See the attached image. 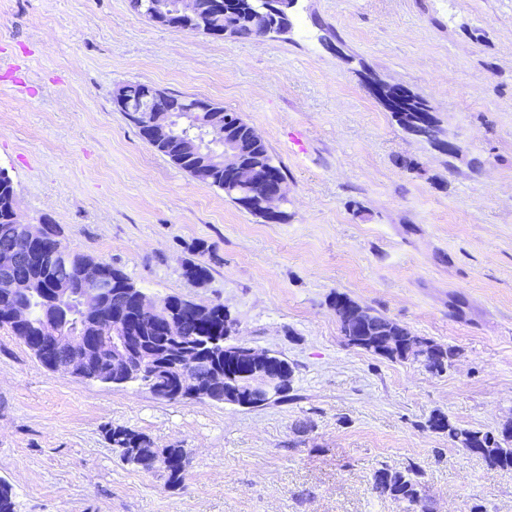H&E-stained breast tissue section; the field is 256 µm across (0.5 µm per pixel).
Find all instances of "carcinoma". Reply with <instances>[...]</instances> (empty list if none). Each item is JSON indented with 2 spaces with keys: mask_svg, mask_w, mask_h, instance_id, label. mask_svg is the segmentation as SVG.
Returning <instances> with one entry per match:
<instances>
[{
  "mask_svg": "<svg viewBox=\"0 0 512 512\" xmlns=\"http://www.w3.org/2000/svg\"><path fill=\"white\" fill-rule=\"evenodd\" d=\"M198 20L181 23L172 18L169 27L193 31L202 26L223 31L230 38L255 40L272 27L290 23V18L272 14L258 0H224V10H213V0H198ZM125 103L116 107L138 128L140 136L156 151L167 156L179 168L200 184L224 191L225 197L266 221L271 220L264 208L265 195L284 180L281 166L274 163L265 143L254 144L245 132L252 126L235 111L207 101L209 111L200 112L196 119L202 123H223L238 135V149L246 161L259 166L257 181L244 186L235 182L233 175L222 169L201 164V160L186 154L182 144L188 137L202 139L201 126L181 123L182 111L198 106L201 99L175 92L149 91L147 85L131 82L124 85ZM385 102L397 124L403 129L429 120L437 123L426 99L408 88L388 89ZM143 110L173 109L175 120L170 132L154 135L142 128V120L129 108ZM20 199L13 179L0 169V279H11L22 288L15 293L0 288V327L8 328L12 335L25 344L46 368L62 362L67 354L48 350L35 341L41 324L49 319L58 320L68 329H79L95 337L85 350L88 370L83 378L99 383L112 379V335L130 337L129 346L135 352L133 375L127 383L147 388L161 400L176 401L188 397L177 386L178 372L173 366L179 362L182 350L191 349L204 354L205 362L195 368L197 386L205 389L207 399L215 403L260 406L254 398L258 370L253 367L243 347L234 342L237 320L224 312V305L211 306L201 312L196 303L169 296L158 309L143 311L138 305L142 289L120 268L108 263L105 268L106 288L94 298V304L84 307L85 290L81 285L82 269L90 260L84 253L64 244L61 228L48 216L40 217L46 226L43 237L35 242L24 238L19 220ZM185 275L204 284L210 276L209 268L191 262ZM16 304L30 308L31 319L17 325L9 317ZM176 325L177 338L169 337L168 322ZM352 347L374 355L401 358L400 349L381 350L364 342L366 333L352 330ZM428 427L448 433V441L460 449L482 457L490 466L512 469V425L501 431L473 430L452 425L442 414L433 415ZM112 447L122 461L150 472L162 468L167 482L178 485L184 480L190 464L185 448H174L161 462L154 459L151 440L144 434L127 427L107 430ZM373 490L381 497L417 507L420 512H432L430 499L425 495L420 472L413 466L405 470L379 469L373 476Z\"/></svg>",
  "mask_w": 512,
  "mask_h": 512,
  "instance_id": "1",
  "label": "carcinoma"
}]
</instances>
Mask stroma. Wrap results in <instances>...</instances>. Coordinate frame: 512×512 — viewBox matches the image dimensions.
<instances>
[{
	"label": "stroma",
	"mask_w": 512,
	"mask_h": 512,
	"mask_svg": "<svg viewBox=\"0 0 512 512\" xmlns=\"http://www.w3.org/2000/svg\"><path fill=\"white\" fill-rule=\"evenodd\" d=\"M291 21L243 41L128 0H0V169L25 217L154 300L223 304L239 343L295 368L288 398L259 408L164 401L49 371L0 328L16 512H404L372 482L410 465L433 512H512V470L427 425L512 423V0H295ZM374 79L423 96L458 154L402 130ZM128 82L242 113L283 169L284 220L147 144L112 104ZM338 293L456 357L433 373L347 346ZM115 426L188 449L184 483L120 460Z\"/></svg>",
	"instance_id": "35a3bbf8"
}]
</instances>
